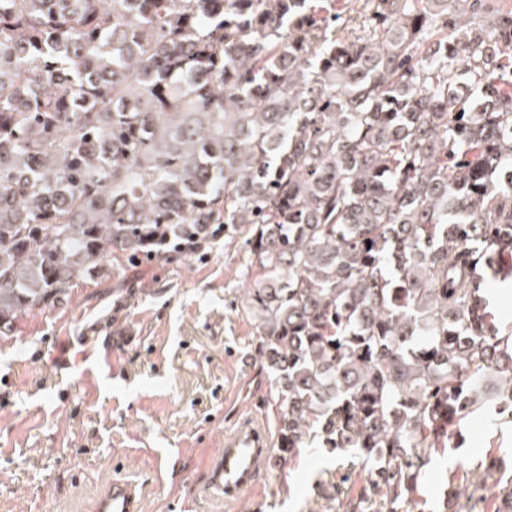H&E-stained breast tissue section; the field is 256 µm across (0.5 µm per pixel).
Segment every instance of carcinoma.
<instances>
[{
	"label": "carcinoma",
	"mask_w": 512,
	"mask_h": 512,
	"mask_svg": "<svg viewBox=\"0 0 512 512\" xmlns=\"http://www.w3.org/2000/svg\"><path fill=\"white\" fill-rule=\"evenodd\" d=\"M0 0V338L211 225L245 251L282 462L363 459L406 512L512 421V10L493 0ZM481 288H485L484 291L490 296L494 312H498L504 323H512V288L508 269L502 270L496 279L484 274Z\"/></svg>",
	"instance_id": "carcinoma-1"
}]
</instances>
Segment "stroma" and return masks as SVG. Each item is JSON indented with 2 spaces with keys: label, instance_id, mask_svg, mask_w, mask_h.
Wrapping results in <instances>:
<instances>
[{
  "label": "stroma",
  "instance_id": "obj_1",
  "mask_svg": "<svg viewBox=\"0 0 512 512\" xmlns=\"http://www.w3.org/2000/svg\"><path fill=\"white\" fill-rule=\"evenodd\" d=\"M248 283L219 237L105 268L22 316L0 340V512H77L112 475L146 486L144 512H222L201 493L210 459L244 417L276 429ZM457 442L428 465L416 512H496L490 465L512 427L475 416ZM461 463L464 492L445 505L443 475ZM364 474L357 456L314 445L273 460L234 512H346Z\"/></svg>",
  "mask_w": 512,
  "mask_h": 512
}]
</instances>
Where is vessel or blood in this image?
Returning a JSON list of instances; mask_svg holds the SVG:
<instances>
[{
	"instance_id": "obj_1",
	"label": "vessel or blood",
	"mask_w": 512,
	"mask_h": 512,
	"mask_svg": "<svg viewBox=\"0 0 512 512\" xmlns=\"http://www.w3.org/2000/svg\"><path fill=\"white\" fill-rule=\"evenodd\" d=\"M272 442L263 425L247 418L231 433L228 442L208 465L205 496L221 500L226 512L252 493L267 473ZM84 512H142V488L133 479L115 477L101 485Z\"/></svg>"
}]
</instances>
